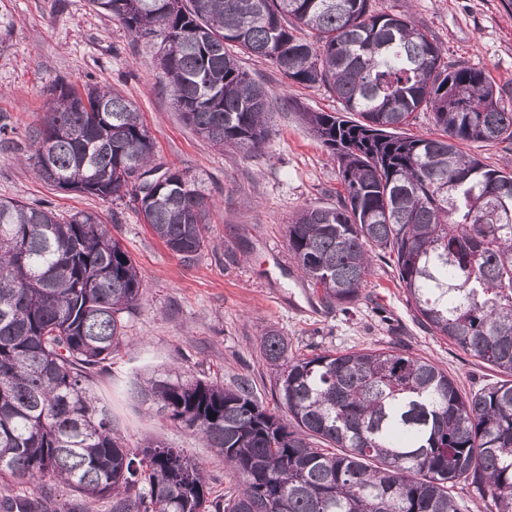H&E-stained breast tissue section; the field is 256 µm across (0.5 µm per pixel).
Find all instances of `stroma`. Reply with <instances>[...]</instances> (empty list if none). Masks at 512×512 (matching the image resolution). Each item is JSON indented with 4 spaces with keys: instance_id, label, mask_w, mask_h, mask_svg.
I'll return each mask as SVG.
<instances>
[{
    "instance_id": "obj_1",
    "label": "stroma",
    "mask_w": 512,
    "mask_h": 512,
    "mask_svg": "<svg viewBox=\"0 0 512 512\" xmlns=\"http://www.w3.org/2000/svg\"><path fill=\"white\" fill-rule=\"evenodd\" d=\"M378 2L405 11L446 48L448 61L480 68L512 90V12L500 0ZM156 54L152 42L89 0H0V126L24 140L61 77L79 87L118 89L143 115L155 144L153 166L185 172L214 203L205 247L184 260L127 202L51 187L0 146V198L63 215H100L141 271L143 296L123 316L126 338L91 385L111 407L112 427L127 446L159 440L183 449L205 465L213 493H223L230 480L223 461L125 387L171 368L187 379L227 384L248 376L258 399L275 408L273 375L257 349L266 325L296 353L397 346L448 372L465 393L502 380V373L417 321L390 257L374 259L347 314L323 306L299 270L288 250V225L303 207L335 204L341 189L335 156L301 119L305 112L340 111L332 92L288 80L266 59L241 55L242 67L274 98L270 134L260 152L248 155L215 147L185 125L160 79Z\"/></svg>"
}]
</instances>
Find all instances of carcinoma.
<instances>
[{
  "mask_svg": "<svg viewBox=\"0 0 512 512\" xmlns=\"http://www.w3.org/2000/svg\"><path fill=\"white\" fill-rule=\"evenodd\" d=\"M133 34L160 39L161 79L182 120L248 154L268 135L272 96L230 52L326 87L340 112L303 120L338 159L343 191L288 225V249L328 306L349 312L376 250L393 256L417 319L512 376V160L489 168L465 142L512 143V96L377 0H90ZM19 144L39 179L129 199L184 260L206 245L210 196L150 166L154 142L121 93L61 78ZM430 112L441 138L411 135ZM143 278L88 212L0 199V478L32 486L0 512H61L50 482L109 512H460L452 489L512 512V379L463 394L448 373L395 347L297 355L272 326L259 354L279 405L242 376L134 387L224 458L236 483L213 494L179 448H128L89 388L125 338Z\"/></svg>",
  "mask_w": 512,
  "mask_h": 512,
  "instance_id": "obj_1",
  "label": "carcinoma"
}]
</instances>
